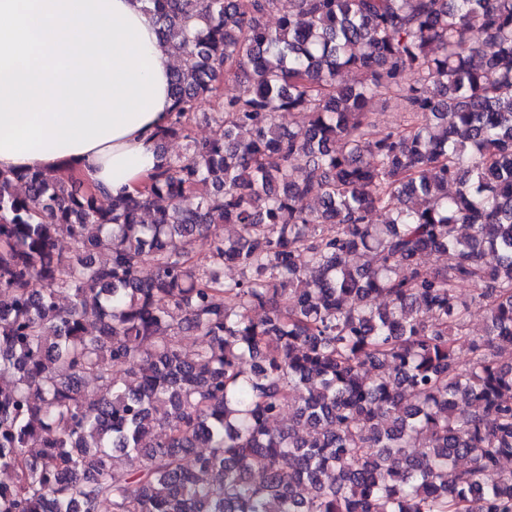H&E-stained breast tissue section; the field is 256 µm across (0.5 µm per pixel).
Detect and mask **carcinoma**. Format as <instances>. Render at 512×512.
I'll return each instance as SVG.
<instances>
[{
  "instance_id": "carcinoma-1",
  "label": "carcinoma",
  "mask_w": 512,
  "mask_h": 512,
  "mask_svg": "<svg viewBox=\"0 0 512 512\" xmlns=\"http://www.w3.org/2000/svg\"><path fill=\"white\" fill-rule=\"evenodd\" d=\"M141 2L197 59L143 190L0 172V512H512V0ZM369 109L372 112L374 122L372 130L376 135L396 130L399 126L406 124V119H408V114L403 108V102L385 92L373 98ZM218 101L219 100L213 98L211 100L203 101L199 105L198 119L193 125V136L198 140L208 138L212 135L214 129L213 125L204 117V113L209 115L211 112H214L217 108Z\"/></svg>"
}]
</instances>
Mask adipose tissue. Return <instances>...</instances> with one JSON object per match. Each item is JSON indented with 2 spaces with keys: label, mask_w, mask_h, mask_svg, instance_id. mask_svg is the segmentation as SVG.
I'll return each instance as SVG.
<instances>
[{
  "label": "adipose tissue",
  "mask_w": 512,
  "mask_h": 512,
  "mask_svg": "<svg viewBox=\"0 0 512 512\" xmlns=\"http://www.w3.org/2000/svg\"><path fill=\"white\" fill-rule=\"evenodd\" d=\"M171 108V96H164L154 114L141 124L86 149L56 153L47 159L0 156V171L39 169L50 175L72 173L111 195L136 193L145 186L156 163L152 135L167 124Z\"/></svg>",
  "instance_id": "ef3b65f1"
}]
</instances>
